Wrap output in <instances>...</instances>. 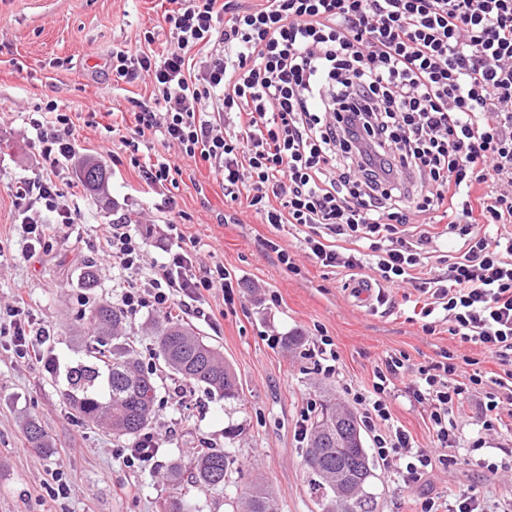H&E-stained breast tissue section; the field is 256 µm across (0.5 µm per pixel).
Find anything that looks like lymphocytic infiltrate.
Here are the masks:
<instances>
[{"mask_svg": "<svg viewBox=\"0 0 512 512\" xmlns=\"http://www.w3.org/2000/svg\"><path fill=\"white\" fill-rule=\"evenodd\" d=\"M170 46L155 52L153 32L133 48H114L112 90L149 82L120 143L152 187L176 184L165 157L201 160L224 197L246 201L262 223L302 231L312 261L376 284L413 286L428 295L423 329L479 346L500 372L466 370L454 353L413 363L388 355L370 385L346 393L370 432L379 461L403 482L425 481L505 436L499 461L476 459L490 474L512 473V0H167ZM209 56L197 63L193 52ZM44 161L19 181L29 253L52 247L76 220L62 176L75 155L73 121L57 104L32 119ZM162 154L142 156L149 142ZM446 225L454 244L432 256L429 225ZM152 229L102 225L99 250L122 283L126 316L142 309L206 315L205 295L231 290L223 266L200 264L176 243L147 263ZM0 334L26 358L46 337L24 301L0 314ZM406 381L426 409L432 446L417 445L395 421L391 401ZM479 408L475 437L464 439L465 404ZM414 512L498 510L465 491L449 501L425 493Z\"/></svg>", "mask_w": 512, "mask_h": 512, "instance_id": "f902f5d3", "label": "lymphocytic infiltrate"}]
</instances>
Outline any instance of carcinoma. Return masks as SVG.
Returning a JSON list of instances; mask_svg holds the SVG:
<instances>
[{
	"mask_svg": "<svg viewBox=\"0 0 512 512\" xmlns=\"http://www.w3.org/2000/svg\"><path fill=\"white\" fill-rule=\"evenodd\" d=\"M79 180L87 191L106 199L109 172L100 161L83 160ZM83 318L93 326L94 334L85 346L83 359L69 372L65 399L82 423L103 425L119 438H138L154 417V372L143 367L135 351L122 343L126 316L121 310L100 303L83 313ZM154 336L158 357L182 381L202 386L227 401L240 399L242 385L237 373L220 351L192 327L166 316L154 323ZM26 436L34 451H51L37 419L27 421ZM307 448L321 449L320 469L304 465L319 512H374V496L369 487L375 478V464L352 410L324 400L312 423ZM338 464L359 472L360 483L354 485L345 504L339 500L342 488L332 479ZM233 465L229 449H203L188 464L171 461L166 466L165 479L176 490L186 482L223 486ZM232 508L233 512H278L273 491L263 483L252 484L232 501Z\"/></svg>",
	"mask_w": 512,
	"mask_h": 512,
	"instance_id": "cac0c4a2",
	"label": "carcinoma"
}]
</instances>
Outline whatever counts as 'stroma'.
<instances>
[{"label": "stroma", "instance_id": "1", "mask_svg": "<svg viewBox=\"0 0 512 512\" xmlns=\"http://www.w3.org/2000/svg\"><path fill=\"white\" fill-rule=\"evenodd\" d=\"M165 8L164 0H0V245L11 254L0 264V306L22 294L36 327L50 334L32 359L16 358L8 338L0 337V512H160L173 493L164 478L167 463L223 447L231 425L242 429L232 445L237 469L226 486L190 488L193 512H228L227 500L258 478L276 493L278 512H319L303 467L305 446L294 435L308 401L320 400L327 389L346 401L344 385L368 384L375 366L392 352L425 362L449 349L478 359L484 371L497 369L478 346L451 339L447 325L426 334L419 316L424 297L417 290L385 291V303L372 309L354 306L345 291L348 276L313 263L300 234L262 224L252 209L225 200L214 175L188 160L180 163L177 185L152 192L129 163L111 166L108 206L70 172L69 204L78 212L77 223L52 249L25 257L11 188L40 169L29 125L37 106L52 100L74 117L77 159L108 163L110 155H123L120 142L106 131L111 111L148 100L151 86L141 82L112 95L109 57L113 48L135 45L146 30L155 34L154 50L163 51ZM90 112L96 115L92 125L84 121ZM122 215L158 225L179 219L183 244L239 282L232 293L217 288L207 294L215 317L194 325L236 371L241 401L185 386L164 367L149 328L156 311L128 320L125 340L142 365L154 369L157 386L150 430L159 449L141 468L123 463L130 439L81 425L62 398L66 371L81 359L92 334L81 312L119 302L112 260L96 242L99 225ZM279 247L290 252L300 274L280 264ZM88 265L97 271V287L80 284ZM318 328L332 337L341 356L340 373L331 380L316 374L300 351L274 349L266 340L272 333L308 337ZM32 416L47 431L51 454L30 449L23 425ZM58 469L77 477L66 499L53 492ZM375 473L377 512H391L395 503L424 490L443 499L464 489L489 502L512 496V482L463 460L434 469L421 489L405 487L384 467Z\"/></svg>", "mask_w": 512, "mask_h": 512}]
</instances>
